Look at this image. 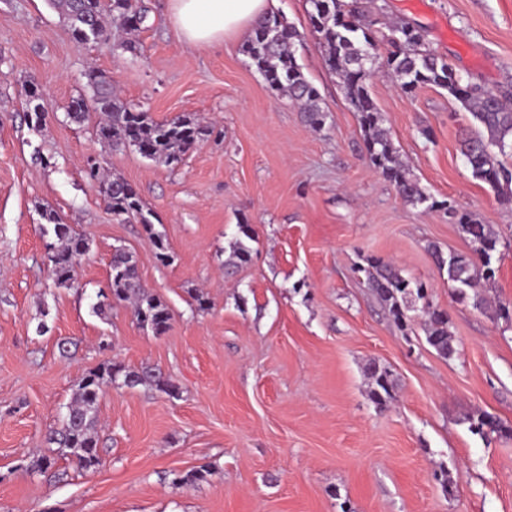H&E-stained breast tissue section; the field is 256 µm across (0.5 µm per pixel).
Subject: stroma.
Instances as JSON below:
<instances>
[{
    "label": "stroma",
    "mask_w": 512,
    "mask_h": 512,
    "mask_svg": "<svg viewBox=\"0 0 512 512\" xmlns=\"http://www.w3.org/2000/svg\"><path fill=\"white\" fill-rule=\"evenodd\" d=\"M146 2L136 54L117 58L111 42H75L47 0H0V512H512V435L487 440L467 422L486 412L512 427V322L493 310L512 303V247L493 258L485 310L457 301L428 251L469 253L463 213L512 244V198L473 178L459 150L470 114L443 89L371 79L400 159L437 203L411 206L371 163L307 0L276 9L301 35L298 62L327 113L319 128L265 83L241 42L187 46L168 0ZM356 3L422 28L471 81L512 86V0ZM91 67L155 120L193 112L212 133L174 167L112 150L95 134L97 113L80 124L65 114ZM30 83L53 111L38 128L24 118ZM94 159L157 213L169 263L142 225L108 210L85 174ZM46 207L89 243L81 288L52 281ZM244 224L250 256L237 264ZM120 245L171 310L163 334L128 304L91 311ZM376 258L428 284L453 356L388 316L362 271ZM108 361L155 366L175 390L107 389L102 464L84 470L51 436L80 379ZM373 363L396 383L382 408L369 396ZM45 457L52 467L33 469ZM202 464L213 476L173 485Z\"/></svg>",
    "instance_id": "stroma-1"
}]
</instances>
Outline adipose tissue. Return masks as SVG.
Instances as JSON below:
<instances>
[{
	"label": "adipose tissue",
	"instance_id": "obj_1",
	"mask_svg": "<svg viewBox=\"0 0 512 512\" xmlns=\"http://www.w3.org/2000/svg\"><path fill=\"white\" fill-rule=\"evenodd\" d=\"M275 0H171L180 38L193 47L240 39L253 30Z\"/></svg>",
	"mask_w": 512,
	"mask_h": 512
}]
</instances>
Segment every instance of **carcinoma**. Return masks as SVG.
<instances>
[{
	"instance_id": "1",
	"label": "carcinoma",
	"mask_w": 512,
	"mask_h": 512,
	"mask_svg": "<svg viewBox=\"0 0 512 512\" xmlns=\"http://www.w3.org/2000/svg\"><path fill=\"white\" fill-rule=\"evenodd\" d=\"M53 8L67 22L74 40L81 39L84 28L93 23L97 39L108 40L112 28L121 29L124 37L113 43V50L136 54L135 41L129 34L139 31L147 22L150 7L145 0H50ZM311 32L317 36L324 61L336 74L351 107L359 115L365 133V146L370 160L396 189L401 199L414 207L430 200V195L401 165L388 133L381 127L382 116L369 91V79L380 68L403 89L412 92L422 85H434L448 91L460 106L469 112L478 129L467 130L459 142L460 152L472 176L488 184L496 193L512 188V168L499 156L512 153V94L486 89L463 80L447 60L428 47L422 29L408 22L397 23L383 30L377 20L370 19L357 8H346L344 0H307ZM296 28L277 13L267 14L243 45V53L263 76L271 89L282 91L302 106L307 121L314 127L324 124L326 114L320 105L318 90L306 79L296 58ZM387 47L381 57L380 46ZM90 95L72 98L67 116L75 122L84 121L89 111L99 113L97 135L112 148L134 147L144 157L170 166L194 149L208 135L209 129L190 114L158 122L149 112L118 98L112 79L103 71L90 68L85 72ZM26 117L32 126L46 122L49 106L37 111L32 103V90L25 89ZM90 181L99 186L112 214L122 220H134L143 225L155 249V258L168 259L167 246L161 234L153 228V211L147 207L138 191L126 180L100 171L94 164L86 170ZM43 234L56 242L52 249V275L58 288H72L77 283V268L86 239L73 227L61 221L52 209H44ZM459 224L470 241L480 244L476 257L462 254L448 256L437 247L431 252L439 269L447 272L448 282L460 301L469 300L473 307L486 305V299L476 289L495 276L492 258L498 252L499 239L486 225L476 222L469 214L459 218ZM367 285L379 297L389 315L403 330L411 328L417 303L423 302V325L427 343L442 357L455 352L448 336V315L432 306L427 287L411 283L398 268L382 259L372 260L362 269ZM108 290L112 300L132 305L134 315L143 327L156 334L164 333L172 320L165 302L146 291L138 270V260L128 249L118 246L112 253ZM372 380L371 397L382 405L393 399L395 389L391 372L376 364L368 368ZM121 383L128 388L149 385L170 392L173 385L163 372L152 366L131 370L121 364L104 363L89 371L78 382L71 403L67 406L62 427L53 440L59 452L74 458L83 469H95L101 464L94 435L98 403L103 388ZM471 431L484 438L512 433V427L496 417L482 412L468 418ZM213 475L210 466H201L174 478L176 484H192Z\"/></svg>"
}]
</instances>
